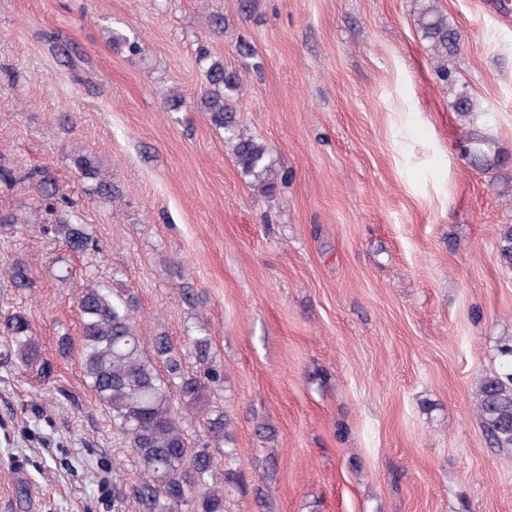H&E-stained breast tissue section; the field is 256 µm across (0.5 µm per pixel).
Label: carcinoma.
I'll use <instances>...</instances> for the list:
<instances>
[{
  "instance_id": "obj_1",
  "label": "carcinoma",
  "mask_w": 512,
  "mask_h": 512,
  "mask_svg": "<svg viewBox=\"0 0 512 512\" xmlns=\"http://www.w3.org/2000/svg\"><path fill=\"white\" fill-rule=\"evenodd\" d=\"M417 25L427 42V51L441 76L448 77V57L459 50L460 37L437 9L433 0L421 5ZM113 48L132 56L142 54L138 38H130L117 29L108 30ZM205 77L209 89L203 98L204 110L212 122L224 129L242 173L253 179L261 192H272L279 172L271 150L261 139L245 133L236 120V104L243 91V78L224 67L221 60H210ZM454 111L470 118L477 112V102L468 95L459 96ZM473 161L489 173L500 164V151L474 122L464 132ZM79 179L89 183V191L112 198V181L103 176L95 156L74 158ZM34 185L40 205L50 215L45 231L58 238L73 253L98 249L89 225L80 222L72 206L61 193L57 180L47 168H37L25 175ZM500 258L512 265V225L499 233ZM14 286L29 285V266L17 260L8 268ZM79 357L84 377L98 401L112 416V423L133 452L140 482L132 493L141 512H224V490L217 485L215 451L224 463H232L237 449H224L227 438L224 412L209 410L206 439L192 446L185 434V417L175 409L174 397L194 407L211 384L224 381V372L210 355L211 338L200 325L190 337L200 369L198 374L185 370L180 353L170 338L160 334L152 339L153 354H148L138 331L136 298L100 281H87L79 291ZM5 344L0 364L19 363L24 371L38 379H48L53 365L43 357L32 336L31 325L21 312L4 319ZM506 357L503 369L485 376L476 390V412L487 441L495 448H512V346L500 349Z\"/></svg>"
}]
</instances>
